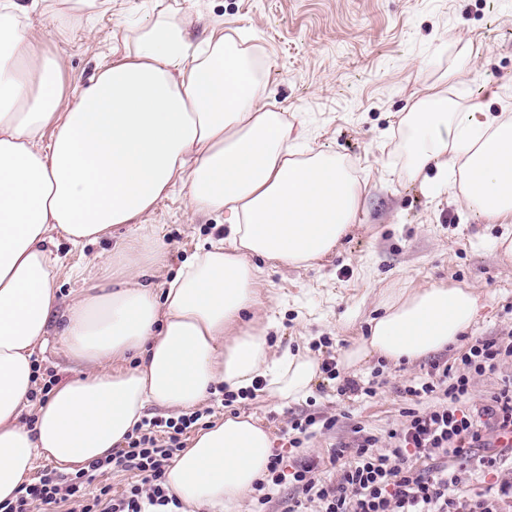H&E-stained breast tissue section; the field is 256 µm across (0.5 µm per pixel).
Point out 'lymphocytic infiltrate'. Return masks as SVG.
<instances>
[{
    "instance_id": "f902f5d3",
    "label": "lymphocytic infiltrate",
    "mask_w": 512,
    "mask_h": 512,
    "mask_svg": "<svg viewBox=\"0 0 512 512\" xmlns=\"http://www.w3.org/2000/svg\"><path fill=\"white\" fill-rule=\"evenodd\" d=\"M512 357V341L475 339L461 356L465 371L454 377L440 375L438 381H423L407 388L412 397L442 392L444 401L428 410L406 409V424L391 432L394 446L379 452L374 436L363 435L354 444L333 449L332 461L347 460L336 482L319 475V464L307 459L293 479L307 501L320 505V512H495L492 501L473 505L449 496L457 484L454 465L489 470L495 455H476L484 429L498 436L512 435V387L493 393L484 404L467 408L471 374L494 369L496 362ZM200 412L172 418H153L129 435L127 445L111 456L98 459L74 475L46 470L38 482L26 486L15 502L0 505V512H51L57 505L73 501L79 512H173L175 497L165 486V472L177 452L180 437L201 420ZM137 472L140 483L121 493L110 486L92 488L97 475L112 470Z\"/></svg>"
}]
</instances>
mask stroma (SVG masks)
<instances>
[{
    "label": "stroma",
    "mask_w": 512,
    "mask_h": 512,
    "mask_svg": "<svg viewBox=\"0 0 512 512\" xmlns=\"http://www.w3.org/2000/svg\"><path fill=\"white\" fill-rule=\"evenodd\" d=\"M47 2L46 13L33 14L29 35L60 62L72 90L84 87L98 64L125 52L124 26L163 8L184 17L196 43L223 25L225 33L269 57L266 108L286 113L293 129L307 130L313 151L341 156L361 182L353 223L321 260L287 266L252 257L260 276L256 304L243 324L266 328L269 356L290 349L338 362L342 351L368 335L391 292L440 282L487 297L467 341L512 336V261L496 246L512 233V223L472 212L455 191H434L435 168L409 179L408 132L400 123L428 87L494 115L512 113V0H114L106 12ZM467 51L472 67L459 69ZM145 221L164 247L159 283L226 234L223 214L194 213L183 191L160 201ZM125 235L121 228L82 247L58 238L60 309L101 275L102 259L115 254ZM459 352L454 345L401 365L371 359L348 368L338 362L335 376L320 374L311 395L289 403L260 391L232 395L221 387L204 402L202 420L246 415L269 430L285 476L268 486V508L286 512L299 496L292 473L300 460L322 461V477L335 480L340 473L327 459L333 448L354 441L357 431L374 436L378 449L391 448L389 434L402 427L409 406L406 387L427 380L433 365L456 366ZM83 371L57 336H49L38 363L41 381L60 383ZM351 379L358 392L346 391ZM306 417L315 425L297 434L291 421ZM328 418L336 421L329 430L323 426Z\"/></svg>",
    "instance_id": "35a3bbf8"
}]
</instances>
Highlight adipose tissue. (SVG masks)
I'll list each match as a JSON object with an SVG mask.
<instances>
[{
	"label": "adipose tissue",
	"instance_id": "adipose-tissue-1",
	"mask_svg": "<svg viewBox=\"0 0 512 512\" xmlns=\"http://www.w3.org/2000/svg\"><path fill=\"white\" fill-rule=\"evenodd\" d=\"M29 26L23 0H0V27L13 36L0 54V504L16 501L38 459L70 473L110 455L148 407L188 411L216 386L241 391L259 378L283 401L309 394L314 358H269L263 330L240 326L258 278L250 258H320L345 235L361 197L341 157L295 158L285 113L261 103L269 66L231 35L214 30L196 44L181 20L158 12L126 28L127 53L72 97ZM402 121L410 178L436 166L466 207L512 220L511 114L430 89ZM179 189L195 212L229 214L226 242L194 254L159 289L162 245L126 239L122 269L105 271L59 312L57 237L78 246L142 225ZM485 306L471 288L399 291L341 361L413 363L457 343ZM55 320L66 354L87 371L35 405V363ZM272 454L267 429L228 415L190 438L165 484L184 512H230Z\"/></svg>",
	"mask_w": 512,
	"mask_h": 512
}]
</instances>
